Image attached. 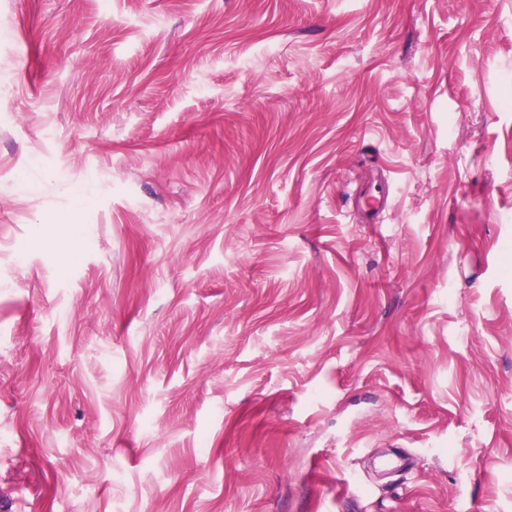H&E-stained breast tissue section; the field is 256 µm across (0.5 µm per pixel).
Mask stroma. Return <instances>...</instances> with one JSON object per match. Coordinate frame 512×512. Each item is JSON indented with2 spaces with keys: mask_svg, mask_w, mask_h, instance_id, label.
I'll list each match as a JSON object with an SVG mask.
<instances>
[{
  "mask_svg": "<svg viewBox=\"0 0 512 512\" xmlns=\"http://www.w3.org/2000/svg\"><path fill=\"white\" fill-rule=\"evenodd\" d=\"M0 512H512V0H0ZM390 194V183L386 180L374 187L366 198V208L364 209L366 215L373 219L383 209Z\"/></svg>",
  "mask_w": 512,
  "mask_h": 512,
  "instance_id": "stroma-1",
  "label": "stroma"
}]
</instances>
